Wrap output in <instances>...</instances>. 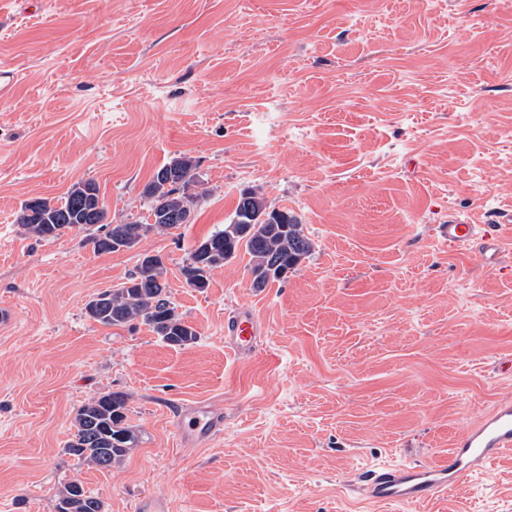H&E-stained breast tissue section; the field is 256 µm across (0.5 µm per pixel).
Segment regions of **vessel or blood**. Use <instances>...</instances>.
<instances>
[{
    "instance_id": "obj_1",
    "label": "vessel or blood",
    "mask_w": 512,
    "mask_h": 512,
    "mask_svg": "<svg viewBox=\"0 0 512 512\" xmlns=\"http://www.w3.org/2000/svg\"><path fill=\"white\" fill-rule=\"evenodd\" d=\"M448 242L467 246L477 235L476 225L450 219ZM266 329L248 306L230 311L224 319V346L236 355L255 352ZM224 429V415L213 408L194 404L187 408L179 428L181 442L197 444ZM512 447V402L498 403L469 425L448 451L441 465L420 461L383 465L367 476L366 496L378 502L405 503L450 493L461 481L474 474H488L497 455Z\"/></svg>"
}]
</instances>
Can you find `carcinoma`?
<instances>
[{
  "instance_id": "cac0c4a2",
  "label": "carcinoma",
  "mask_w": 512,
  "mask_h": 512,
  "mask_svg": "<svg viewBox=\"0 0 512 512\" xmlns=\"http://www.w3.org/2000/svg\"><path fill=\"white\" fill-rule=\"evenodd\" d=\"M199 161L185 154L159 166L144 186L152 222L108 224L107 209L93 180L79 181L60 199L38 197L21 205L17 222L39 239L67 231L85 233L96 253L130 251L150 234H167L195 220L200 194ZM250 256L253 286L264 288L283 279L312 249L301 220L292 211L269 209L256 189L239 194L232 220L203 238L181 268L186 284L202 290L211 272L234 258L240 249ZM87 316L104 326L145 325L165 344L185 348L198 338L170 298L162 257L139 254L136 271L117 288L92 297ZM127 396L107 391L77 408L74 431L66 453L98 470H109L137 446L139 436L126 423ZM56 501L74 505V512H104L102 501L84 490L78 480L65 485Z\"/></svg>"
}]
</instances>
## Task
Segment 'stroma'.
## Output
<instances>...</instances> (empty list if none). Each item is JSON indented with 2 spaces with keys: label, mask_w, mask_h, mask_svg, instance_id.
Instances as JSON below:
<instances>
[{
  "label": "stroma",
  "mask_w": 512,
  "mask_h": 512,
  "mask_svg": "<svg viewBox=\"0 0 512 512\" xmlns=\"http://www.w3.org/2000/svg\"><path fill=\"white\" fill-rule=\"evenodd\" d=\"M1 63L20 85L0 99V512H50L74 479L104 512H512V449L444 498L364 495L373 468L444 462L512 400V269L445 234L481 225L512 261V0H14ZM183 153L196 219L138 249L16 222L88 179L108 223L148 221L144 185ZM246 188L294 211L311 252L262 289L242 251L187 286ZM145 252L195 344L87 316ZM241 305L267 330L245 357L224 348ZM105 391L139 443L100 471L64 448ZM195 403L224 411L202 446L176 436ZM477 224H469L457 218L449 219L446 224L448 244L469 246L477 235Z\"/></svg>",
  "instance_id": "obj_1"
}]
</instances>
